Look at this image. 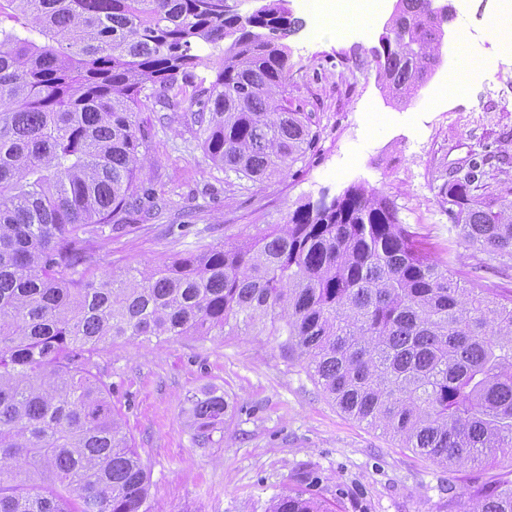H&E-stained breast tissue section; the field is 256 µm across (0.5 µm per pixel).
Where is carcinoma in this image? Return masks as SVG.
<instances>
[{
	"mask_svg": "<svg viewBox=\"0 0 512 512\" xmlns=\"http://www.w3.org/2000/svg\"><path fill=\"white\" fill-rule=\"evenodd\" d=\"M0 25V512H157L152 477L92 355L119 338H278L342 412L449 466L512 454V294L465 288L418 250L393 201L361 185L296 204L256 228L159 266L98 275L90 246L133 220L150 148L137 110L180 104L201 45L215 81L198 90L205 156L262 182L306 157L288 109L286 0L242 16L214 0H7ZM376 53L407 103L442 62L428 0H397ZM488 158L448 180L456 243L512 268V187L481 194ZM197 441L224 432L228 403L187 398ZM466 512H512V479L477 485ZM267 512H325L302 492Z\"/></svg>",
	"mask_w": 512,
	"mask_h": 512,
	"instance_id": "1",
	"label": "carcinoma"
}]
</instances>
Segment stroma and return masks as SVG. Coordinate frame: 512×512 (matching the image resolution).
Masks as SVG:
<instances>
[{
  "instance_id": "1",
  "label": "stroma",
  "mask_w": 512,
  "mask_h": 512,
  "mask_svg": "<svg viewBox=\"0 0 512 512\" xmlns=\"http://www.w3.org/2000/svg\"><path fill=\"white\" fill-rule=\"evenodd\" d=\"M396 0L344 34L288 0L302 27L286 38L290 109L304 113L315 147L283 175L255 183L214 166L195 137L189 103L144 101L137 120L151 149L136 221L95 238L97 273L158 265L283 223L320 193L359 184L390 198L432 258L458 279L479 255L449 247L448 179L471 155L512 154V47L500 38L503 0H456L443 62L409 103L386 100L371 54ZM500 57L491 72L484 56ZM112 405L152 472L157 512H266L304 490L330 512H464L470 486L512 470V458L458 470L403 448L341 412L273 337L247 334L119 339L92 356ZM223 392L222 441H194L188 395Z\"/></svg>"
}]
</instances>
